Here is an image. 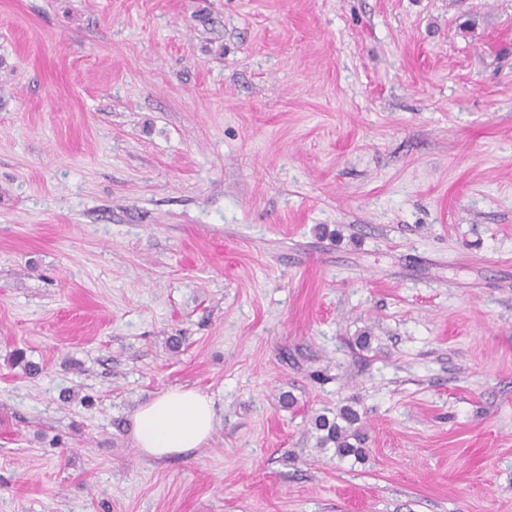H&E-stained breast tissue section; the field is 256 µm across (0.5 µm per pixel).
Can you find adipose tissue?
<instances>
[{
    "mask_svg": "<svg viewBox=\"0 0 512 512\" xmlns=\"http://www.w3.org/2000/svg\"><path fill=\"white\" fill-rule=\"evenodd\" d=\"M214 421L211 397L193 388H171L136 411L134 444L152 460L184 455L208 444Z\"/></svg>",
    "mask_w": 512,
    "mask_h": 512,
    "instance_id": "1",
    "label": "adipose tissue"
}]
</instances>
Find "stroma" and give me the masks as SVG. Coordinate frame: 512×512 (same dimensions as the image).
Wrapping results in <instances>:
<instances>
[{
    "label": "stroma",
    "instance_id": "35a3bbf8",
    "mask_svg": "<svg viewBox=\"0 0 512 512\" xmlns=\"http://www.w3.org/2000/svg\"><path fill=\"white\" fill-rule=\"evenodd\" d=\"M0 512H512V0H0ZM214 421L211 397L193 388H171L136 411L134 444L152 460L199 451L208 444ZM340 419L344 424L337 422ZM314 429L319 432L318 444L327 447L331 444L340 456L361 457L365 454V433L360 423V416L351 407L344 408L339 415L329 419L319 415L314 419Z\"/></svg>",
    "mask_w": 512,
    "mask_h": 512
}]
</instances>
